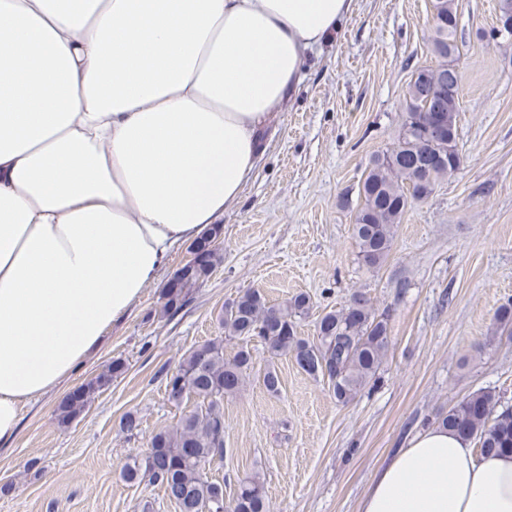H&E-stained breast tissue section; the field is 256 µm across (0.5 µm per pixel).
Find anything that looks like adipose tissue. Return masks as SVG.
Wrapping results in <instances>:
<instances>
[{
  "instance_id": "adipose-tissue-1",
  "label": "adipose tissue",
  "mask_w": 512,
  "mask_h": 512,
  "mask_svg": "<svg viewBox=\"0 0 512 512\" xmlns=\"http://www.w3.org/2000/svg\"><path fill=\"white\" fill-rule=\"evenodd\" d=\"M355 0H0V445L238 205ZM359 512H512V454L432 426Z\"/></svg>"
}]
</instances>
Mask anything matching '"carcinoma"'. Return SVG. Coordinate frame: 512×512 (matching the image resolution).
<instances>
[{
  "label": "carcinoma",
  "instance_id": "cac0c4a2",
  "mask_svg": "<svg viewBox=\"0 0 512 512\" xmlns=\"http://www.w3.org/2000/svg\"><path fill=\"white\" fill-rule=\"evenodd\" d=\"M457 14L453 0H434L430 48L437 60L425 80L409 84L398 138L392 147L372 156L358 185L360 204L352 237L360 262L380 266L389 256L399 224L412 205L429 198L435 187L460 167L457 150L461 73L454 69ZM441 115L448 138L432 144L423 136ZM437 154L440 161L431 163ZM222 228L213 229L191 248L192 257L173 276L175 287L162 290L160 317H171L192 301L224 256L217 245ZM310 296L299 293L282 304L269 303L258 288L237 294L217 316L221 335L186 352L172 370L161 372L169 402L193 408L171 428L150 436L147 449L130 458L121 477L128 484L158 486L176 512H270L258 474L240 479L232 498L209 476L211 464L224 458V400L237 397L254 376L276 395L281 380L275 362L291 357L296 365L328 385L337 402H353L382 365L391 342V314L374 308L366 295L320 316L316 339L299 336L310 315ZM238 341L228 357L224 343ZM257 341L267 353L264 369H255L249 344ZM116 359L96 377L69 394L56 410L66 427L95 396L124 372ZM436 424L460 438L477 441L480 454H512V407L489 391L475 392L438 415Z\"/></svg>",
  "mask_w": 512,
  "mask_h": 512
}]
</instances>
